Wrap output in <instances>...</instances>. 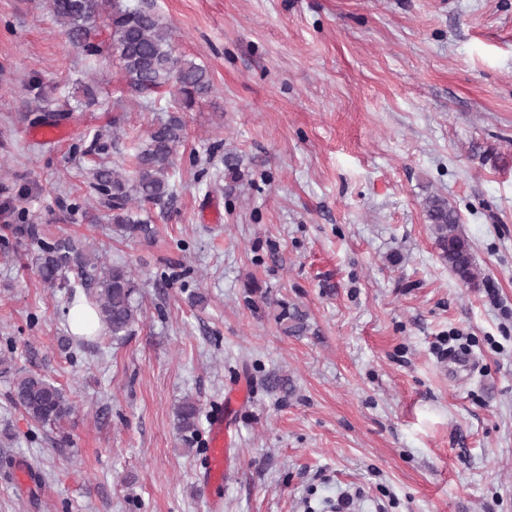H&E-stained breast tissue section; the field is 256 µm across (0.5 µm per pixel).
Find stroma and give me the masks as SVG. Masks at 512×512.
<instances>
[{
  "label": "stroma",
  "instance_id": "obj_1",
  "mask_svg": "<svg viewBox=\"0 0 512 512\" xmlns=\"http://www.w3.org/2000/svg\"><path fill=\"white\" fill-rule=\"evenodd\" d=\"M147 2L213 90L184 114L153 237L121 239L91 174L131 168L172 93L129 92L107 17L90 56L44 0H0V354L76 404L40 427L0 375V512H512V0ZM42 96L68 115L51 139ZM432 194L484 285L441 260ZM17 224L141 275L123 344L74 335L83 289L44 287ZM241 388L214 490L207 413ZM275 304L279 309L275 319L284 334L300 335L306 330L305 314L297 306L283 300ZM200 408L198 404L191 400H184L175 411L177 428L180 432L195 433L199 423Z\"/></svg>",
  "mask_w": 512,
  "mask_h": 512
}]
</instances>
